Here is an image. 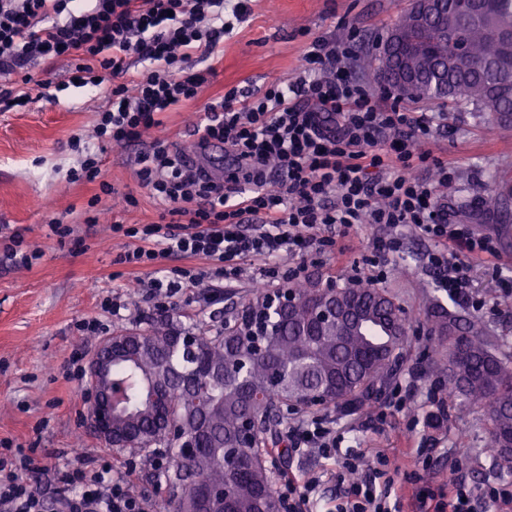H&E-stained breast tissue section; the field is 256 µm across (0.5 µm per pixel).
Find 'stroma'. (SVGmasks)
I'll list each match as a JSON object with an SVG mask.
<instances>
[{
  "label": "stroma",
  "instance_id": "obj_1",
  "mask_svg": "<svg viewBox=\"0 0 512 512\" xmlns=\"http://www.w3.org/2000/svg\"><path fill=\"white\" fill-rule=\"evenodd\" d=\"M408 6L409 0H249L247 13L225 37L219 56L196 58L197 68L215 70L198 100L173 107L163 114L160 127L126 147H102L93 137L92 123L96 112L109 102L108 90L91 92L70 86L69 61L39 59L31 64L34 80L63 83L67 89L59 104L39 101L0 112V236L21 233L26 244L42 254L28 269L0 263V457L30 459L29 470L22 474L24 484L45 490L57 472L76 470L87 458L98 469L135 464L133 456L117 453L95 436L85 421L83 369L103 337L77 331L80 322L97 320L115 333L156 315L140 292L149 270L133 269L120 261L125 251L134 248V240L111 228L116 221H158L163 210L138 181L135 153L158 136L180 148L191 147L194 128L203 121L210 101L234 86L260 93L273 82L297 76L303 49L315 36L342 33L348 23L359 29L364 49H375ZM409 109L437 115L422 146L447 161L455 173L447 192L449 211L476 234L494 236V227L502 219L484 209L482 197L493 177L512 180V127H491L466 109L444 108L435 102L413 103ZM76 138L99 149V182L69 180V170L81 160L72 148ZM104 183L111 186V194L101 193ZM129 194L136 198L135 206L125 205ZM92 200L97 203L99 221L88 224L84 218ZM53 219L72 228V239L59 241L49 227ZM375 240L370 225L354 229L350 237L339 240L341 254L312 269L311 279L343 283L352 264L373 250ZM433 247L427 238L405 231L403 250L383 282L397 295L409 319L398 369H420L423 390L442 384L434 355L424 342V312L439 295L434 276L425 267V256ZM498 253L495 259L471 261L469 270L471 288L492 305L507 295L512 282V250L502 247ZM495 264L503 269L498 279L488 273ZM260 268V262L246 263L242 276L231 284L203 280L192 300L175 297L166 313L187 325L220 324L225 314L258 296ZM115 294L128 303L119 317L101 307L104 299ZM429 411L426 403H419L410 415L391 418L379 429L366 426L363 410L338 415L337 420L352 429L351 444L361 451L385 448L397 456L407 448L430 449L433 463L426 477L433 484L447 483L452 448L467 451L463 476L474 481L499 478L485 449V424L478 415L452 410L438 420L430 418ZM135 466L136 493L152 494V471Z\"/></svg>",
  "mask_w": 512,
  "mask_h": 512
}]
</instances>
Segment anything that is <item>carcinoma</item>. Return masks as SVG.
I'll return each mask as SVG.
<instances>
[{
	"mask_svg": "<svg viewBox=\"0 0 512 512\" xmlns=\"http://www.w3.org/2000/svg\"><path fill=\"white\" fill-rule=\"evenodd\" d=\"M457 25L444 32L433 21L402 35L399 52L363 55L358 67L368 80L383 82V70L412 69L414 78L392 89L412 102L437 101L464 107L484 122L512 127V0H439ZM509 183L484 198L490 211L504 209ZM295 302L286 311L260 295L232 321L206 329L165 318L125 330L130 358L112 370L119 408L115 426L125 433L117 450L155 464L164 448L172 470L164 486L167 512H279L267 458L288 456V445L270 428L283 398L305 407L315 397L321 409L359 411L381 396L397 370L405 341L404 308L387 288L363 280L323 288L318 280L292 288ZM359 314L352 324L316 318L321 306ZM425 342L434 353L448 345L460 357L448 372V402L460 413L480 414L499 470L512 474V453L502 450L512 435V358L499 353L497 337L477 317L443 305L428 313ZM199 339L198 369L190 371L176 337ZM180 421L193 435L184 448L166 438L159 410ZM257 430L245 439L241 422ZM205 488L224 497L202 502Z\"/></svg>",
	"mask_w": 512,
	"mask_h": 512,
	"instance_id": "cac0c4a2",
	"label": "carcinoma"
}]
</instances>
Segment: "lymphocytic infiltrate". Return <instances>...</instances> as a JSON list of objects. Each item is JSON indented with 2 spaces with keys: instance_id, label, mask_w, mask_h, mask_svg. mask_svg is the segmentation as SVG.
Wrapping results in <instances>:
<instances>
[{
  "instance_id": "f902f5d3",
  "label": "lymphocytic infiltrate",
  "mask_w": 512,
  "mask_h": 512,
  "mask_svg": "<svg viewBox=\"0 0 512 512\" xmlns=\"http://www.w3.org/2000/svg\"><path fill=\"white\" fill-rule=\"evenodd\" d=\"M0 0V108L58 101L50 83L26 74L37 58L71 59L80 86L97 89L126 74L129 58L145 62L132 84L111 90V103L93 121L100 144L122 146L143 130L161 126L164 112L195 101L213 69L198 70L193 56L217 52L246 8L235 0ZM361 49L357 29L346 36H318L306 44L301 74L273 83L262 95L234 87L207 104L201 141H221L240 164L221 180L187 166L168 140H153L136 153L141 185L167 205L166 218L150 224H116L113 232L135 239L122 263L163 266L143 281L146 299L162 301L203 278L237 280L244 262L263 260L261 288L304 279L336 250V239L362 224L375 226L378 248L366 257L377 279L403 246V229L432 240L427 266L439 290L485 314V298L471 291L458 250L496 255L492 238L473 234L450 218L440 193L450 188L448 165L417 148L434 124L398 102L379 101L353 71ZM277 180L279 189L266 184ZM295 263L281 267L280 255ZM201 258L207 272L166 268L168 260ZM289 454L333 460L326 480L341 485L334 512H512V481L454 480L422 483L418 472H401L383 451L357 453L343 446L335 421L311 417L288 425ZM132 470L77 471L57 512H154L132 489ZM322 483L300 473L282 475L278 493L285 512H314Z\"/></svg>"
}]
</instances>
